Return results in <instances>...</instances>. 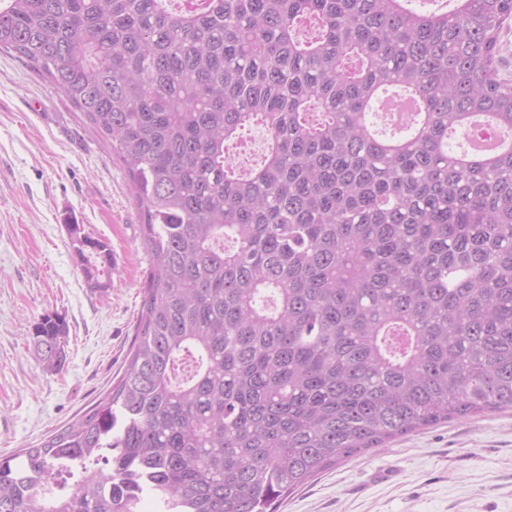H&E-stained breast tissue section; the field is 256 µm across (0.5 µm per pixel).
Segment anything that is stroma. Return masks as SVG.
Segmentation results:
<instances>
[{"label": "stroma", "mask_w": 512, "mask_h": 512, "mask_svg": "<svg viewBox=\"0 0 512 512\" xmlns=\"http://www.w3.org/2000/svg\"><path fill=\"white\" fill-rule=\"evenodd\" d=\"M108 241L112 288L91 291L66 220ZM126 170L70 99L0 51V456L39 445L126 367L151 267ZM55 311L66 362L43 368L32 326ZM277 512H512V410L453 419L337 464Z\"/></svg>", "instance_id": "35a3bbf8"}]
</instances>
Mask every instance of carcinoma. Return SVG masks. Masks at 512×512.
<instances>
[{
	"instance_id": "1",
	"label": "carcinoma",
	"mask_w": 512,
	"mask_h": 512,
	"mask_svg": "<svg viewBox=\"0 0 512 512\" xmlns=\"http://www.w3.org/2000/svg\"><path fill=\"white\" fill-rule=\"evenodd\" d=\"M167 2L0 0V49L126 168L151 257L126 368L0 458V512H275L391 439L512 409V149L448 142L478 113L512 129V0ZM405 91L402 136H379ZM253 124L242 170L226 153ZM67 228L103 290L111 246ZM66 336L35 322L44 368Z\"/></svg>"
}]
</instances>
